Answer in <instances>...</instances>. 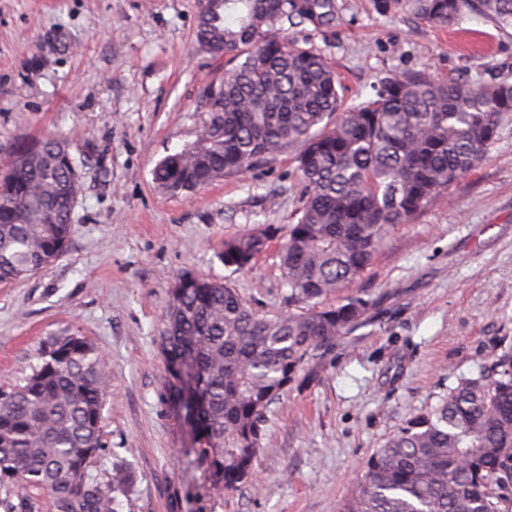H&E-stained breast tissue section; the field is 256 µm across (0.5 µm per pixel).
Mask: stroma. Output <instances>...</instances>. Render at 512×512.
<instances>
[{
  "label": "stroma",
  "mask_w": 512,
  "mask_h": 512,
  "mask_svg": "<svg viewBox=\"0 0 512 512\" xmlns=\"http://www.w3.org/2000/svg\"><path fill=\"white\" fill-rule=\"evenodd\" d=\"M338 3L334 40L291 36L329 59L345 105L415 70L512 82V27L469 15L438 28L381 17L369 0ZM198 14L199 0H0V164L45 133L82 163L65 254L0 283V385L30 374L54 337L98 347L111 385L88 472L103 483L113 463L131 468L118 512H340L367 458L512 340V122L350 286L369 302L364 321L271 405L254 483L213 489L167 394L169 285L189 271L258 313L282 310L277 253L302 186L287 155L192 196L155 184V167L197 140L204 90L224 74L223 58L195 41ZM266 227L265 253L245 270L224 267L225 239Z\"/></svg>",
  "instance_id": "1"
}]
</instances>
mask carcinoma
<instances>
[{
	"instance_id": "carcinoma-1",
	"label": "carcinoma",
	"mask_w": 512,
	"mask_h": 512,
	"mask_svg": "<svg viewBox=\"0 0 512 512\" xmlns=\"http://www.w3.org/2000/svg\"><path fill=\"white\" fill-rule=\"evenodd\" d=\"M435 27L473 12L512 27V0H372ZM338 0H201L195 39L228 58L217 105L195 145L164 158L157 186L192 193L289 154L303 185L296 223L279 251L285 309L259 314L236 289L192 273L169 287L162 351L169 396L189 420L198 458L218 489L253 480L266 412L315 357L360 325L368 301L327 298L356 282L394 230L478 167L512 119V83L426 73L385 77L375 98L343 106L341 83L319 51L290 39L326 38ZM71 145L47 135L0 168V282L25 280L69 243V199L81 192ZM267 232L224 240L227 268L247 269ZM109 376L82 336L50 341L32 373L0 389V498L4 512H35L11 488L48 492L56 512H116L134 482L112 466L89 479L100 450ZM512 486V343L477 377H461L374 452L341 512H501L492 486Z\"/></svg>"
}]
</instances>
